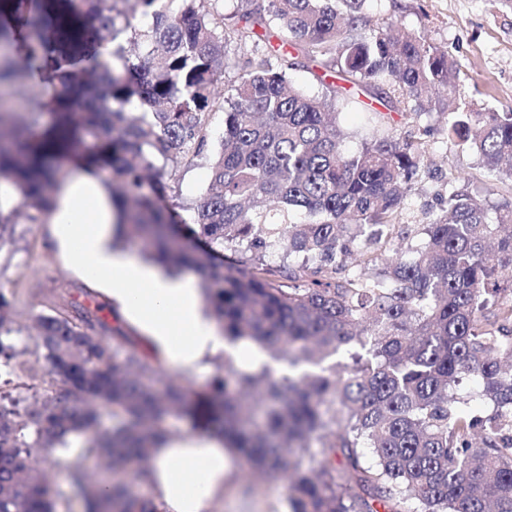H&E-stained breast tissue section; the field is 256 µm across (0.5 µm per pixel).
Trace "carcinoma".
Returning a JSON list of instances; mask_svg holds the SVG:
<instances>
[{
  "label": "carcinoma",
  "instance_id": "carcinoma-1",
  "mask_svg": "<svg viewBox=\"0 0 512 512\" xmlns=\"http://www.w3.org/2000/svg\"><path fill=\"white\" fill-rule=\"evenodd\" d=\"M364 3L244 0L226 23L203 0H0V96L25 91L22 110L0 105V181L38 211L28 219L52 208L62 160L106 167L118 235L169 273L196 272L227 343L302 367L226 353L201 398L76 306L37 316L36 357L18 362L0 292V365L35 390L30 411L0 394V512H55L42 463L70 436L105 463L69 471L90 512H158L131 485L169 418L236 449L240 479L281 483L291 512H512V196L490 205L450 178L442 213L395 223L431 144L360 97L390 84L399 98L383 106L440 111L497 181L512 179V107H450L461 63L392 18L372 24ZM301 67L351 87L311 96L288 79ZM37 73L62 87L46 125ZM355 108L364 122L349 130L340 115ZM206 155L186 220L160 204L168 168ZM393 234L420 241L381 263Z\"/></svg>",
  "mask_w": 512,
  "mask_h": 512
}]
</instances>
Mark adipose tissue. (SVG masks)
Masks as SVG:
<instances>
[{
  "label": "adipose tissue",
  "mask_w": 512,
  "mask_h": 512,
  "mask_svg": "<svg viewBox=\"0 0 512 512\" xmlns=\"http://www.w3.org/2000/svg\"><path fill=\"white\" fill-rule=\"evenodd\" d=\"M62 257L111 297L145 331L144 343L167 368L191 375L224 351V336L198 301L192 276H171L114 249L112 200L104 185L79 173L57 194L47 218ZM237 454L215 438L174 432L151 451L146 481L159 512H224L242 494L228 484Z\"/></svg>",
  "instance_id": "ef3b65f1"
}]
</instances>
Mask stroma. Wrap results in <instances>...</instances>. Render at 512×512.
<instances>
[{"mask_svg": "<svg viewBox=\"0 0 512 512\" xmlns=\"http://www.w3.org/2000/svg\"><path fill=\"white\" fill-rule=\"evenodd\" d=\"M364 12L374 20L396 18L406 31L425 32L431 41L447 47L464 66L457 92L460 107L512 105V9L499 5L498 0H367ZM394 121L399 132L424 135L437 144L412 180V190L398 214L399 223H428L430 216L440 211L449 177L460 173L470 176V189L476 195L493 200L505 193V184L488 179L474 155L448 143L446 126L438 116L415 124L398 114ZM209 180L210 162L205 158L170 170L173 202L195 204ZM0 292L11 303L16 327L11 341L21 351L35 348L34 318L66 306H102L112 334L122 333L133 340L143 334L138 325L113 310L106 295L64 261L52 244L51 227L46 223H16L14 243L0 248Z\"/></svg>", "mask_w": 512, "mask_h": 512, "instance_id": "obj_1", "label": "stroma"}]
</instances>
